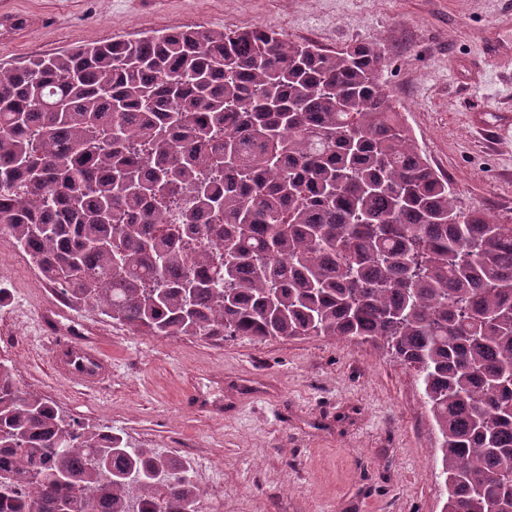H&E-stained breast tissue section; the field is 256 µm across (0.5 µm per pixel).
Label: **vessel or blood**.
I'll list each match as a JSON object with an SVG mask.
<instances>
[{"instance_id":"1","label":"vessel or blood","mask_w":512,"mask_h":512,"mask_svg":"<svg viewBox=\"0 0 512 512\" xmlns=\"http://www.w3.org/2000/svg\"><path fill=\"white\" fill-rule=\"evenodd\" d=\"M53 370L59 378L95 389L111 378L112 361L96 339L76 337L54 343Z\"/></svg>"}]
</instances>
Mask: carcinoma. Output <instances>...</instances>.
<instances>
[{
  "mask_svg": "<svg viewBox=\"0 0 512 512\" xmlns=\"http://www.w3.org/2000/svg\"><path fill=\"white\" fill-rule=\"evenodd\" d=\"M386 50L198 26L0 67V234L127 330L360 338L421 379L444 512H512V224L457 209ZM0 512H196L189 464L0 359Z\"/></svg>",
  "mask_w": 512,
  "mask_h": 512,
  "instance_id": "carcinoma-1",
  "label": "carcinoma"
}]
</instances>
